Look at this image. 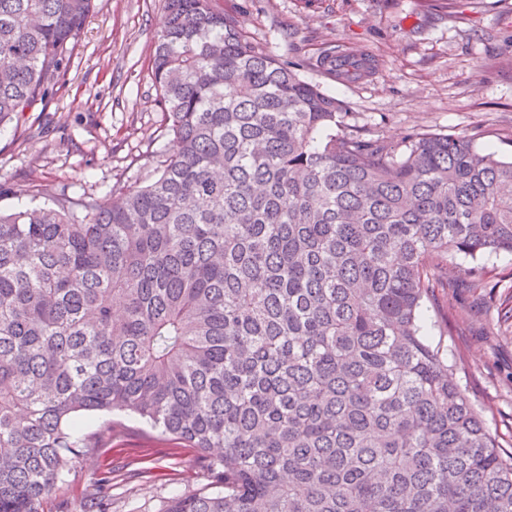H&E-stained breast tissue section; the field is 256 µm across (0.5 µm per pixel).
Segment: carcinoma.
<instances>
[{"mask_svg": "<svg viewBox=\"0 0 512 512\" xmlns=\"http://www.w3.org/2000/svg\"><path fill=\"white\" fill-rule=\"evenodd\" d=\"M93 0H0V125L53 92ZM158 175L0 212V512H44L87 414H135L215 489L162 512H512V452L424 305L512 252V160L400 145L211 0H165Z\"/></svg>", "mask_w": 512, "mask_h": 512, "instance_id": "1", "label": "carcinoma"}]
</instances>
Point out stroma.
Instances as JSON below:
<instances>
[{
	"mask_svg": "<svg viewBox=\"0 0 512 512\" xmlns=\"http://www.w3.org/2000/svg\"><path fill=\"white\" fill-rule=\"evenodd\" d=\"M234 12L246 35L270 55L300 62L299 75L339 100L349 125L402 142L414 129L471 135L476 147L512 158V0H456L445 12L426 0H213ZM164 0H94L53 95L0 127V210L50 202L59 193L101 199L151 178L169 136L151 75ZM372 54L356 81L323 73L329 45ZM488 285L473 287L470 262L448 267L437 291L449 325L428 326L441 339L455 379L485 409L503 447L512 446V253L485 258ZM80 431L99 452V467L77 465L57 482L47 512H163L167 501L208 487L193 449L116 412L89 415ZM99 499L88 490L102 473Z\"/></svg>",
	"mask_w": 512,
	"mask_h": 512,
	"instance_id": "stroma-1",
	"label": "stroma"
}]
</instances>
